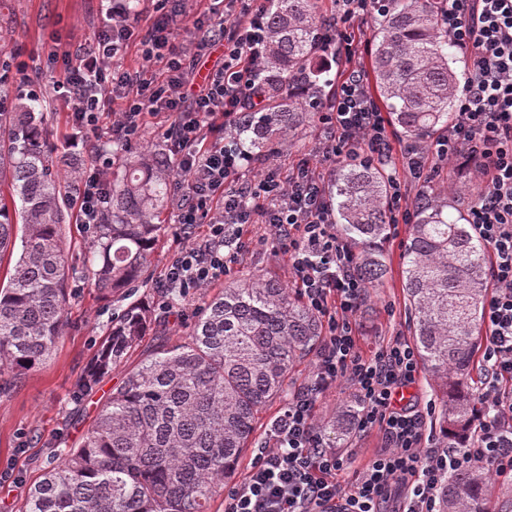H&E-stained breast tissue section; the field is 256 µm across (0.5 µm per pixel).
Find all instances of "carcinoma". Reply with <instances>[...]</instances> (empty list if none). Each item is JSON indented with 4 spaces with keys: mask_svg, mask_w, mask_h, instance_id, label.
Listing matches in <instances>:
<instances>
[{
    "mask_svg": "<svg viewBox=\"0 0 512 512\" xmlns=\"http://www.w3.org/2000/svg\"><path fill=\"white\" fill-rule=\"evenodd\" d=\"M261 75L266 112L249 114L233 137L263 156L314 117L293 95L297 81L319 83L317 0H273ZM372 80L404 137L425 142L453 119L460 80L454 46L439 25L435 0H390L370 38ZM77 157L51 146L43 99L11 101L0 111V261L16 256L0 286V377L39 369L66 327L72 269L66 224L79 180ZM173 180L169 153L151 145L110 172V194L93 225L87 268L101 297L126 301L107 329L78 396L89 397L156 321L147 295L161 215ZM340 236L358 253L369 289L386 274L390 230L387 188L375 166H347L333 184ZM403 253L406 308L413 346L436 406L437 442H461L481 410L474 371L485 301V247L464 215L427 194ZM319 317L301 293L261 274L240 279L205 300L188 337L154 345L127 369L76 448L51 449V467L19 512H210L219 484L254 442L259 412L288 393L290 373L321 343ZM360 403L340 402L317 428L329 448L354 436ZM500 497L489 470L448 474L439 512H495Z\"/></svg>",
    "mask_w": 512,
    "mask_h": 512,
    "instance_id": "carcinoma-1",
    "label": "carcinoma"
}]
</instances>
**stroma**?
<instances>
[{"mask_svg": "<svg viewBox=\"0 0 512 512\" xmlns=\"http://www.w3.org/2000/svg\"><path fill=\"white\" fill-rule=\"evenodd\" d=\"M111 0H0V79L10 94L27 93L37 87L47 102L46 117L52 143L60 145L71 125L65 104L56 100L54 85L67 60L111 23ZM319 121L299 130L278 150L276 160L288 169L309 160L327 182H334L337 169L324 162L319 151ZM187 190L182 178H175L169 220L152 258L147 290L152 301L160 299L158 288L164 270L184 242L175 235L178 200ZM270 228L255 225L253 243L236 278L261 274L287 286L295 278L286 256L273 252L268 240ZM409 227L397 224L384 245L387 272L379 286L368 292L356 313L360 344L364 351H376L383 341L399 335L410 337L405 322L403 291V246ZM68 259L74 269L68 326L53 355L37 371L15 380L0 393V512H18L31 486L40 479L50 459V448L79 445L100 404L118 387L125 368H113L95 393L77 400V382L84 373L113 313L115 300L101 299L85 277L88 234L84 225L67 226ZM202 296L180 300L173 307L158 304L157 323L169 340L184 338Z\"/></svg>", "mask_w": 512, "mask_h": 512, "instance_id": "35a3bbf8", "label": "stroma"}]
</instances>
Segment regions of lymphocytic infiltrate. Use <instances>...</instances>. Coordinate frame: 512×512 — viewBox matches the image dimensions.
I'll use <instances>...</instances> for the list:
<instances>
[{"instance_id": "1", "label": "lymphocytic infiltrate", "mask_w": 512, "mask_h": 512, "mask_svg": "<svg viewBox=\"0 0 512 512\" xmlns=\"http://www.w3.org/2000/svg\"><path fill=\"white\" fill-rule=\"evenodd\" d=\"M318 40L325 58L346 60L321 107V150L332 163L368 161L383 167L391 212L410 223L412 184L427 181L432 161L462 159L476 167L484 188L470 208V227L490 254L483 345L484 406L472 434L457 448L439 447L425 412L397 407L420 374L414 347L401 336L377 351L359 346L355 315L366 287L357 254L336 232L325 179L309 163L281 176L278 164L252 175L253 158L225 143L246 112L260 107L257 93L267 53L264 7L234 19H214L192 53L168 49L167 15L154 17L143 57L158 64L160 79L144 81L120 69L117 58L133 43L135 25L117 0L112 24L66 66L56 87L73 112L68 135L98 130L110 119L115 138L139 136L143 115L167 113L178 167L189 179L179 206L181 234L206 225V239L182 247L166 282L187 296L229 275L250 249L252 227L269 225L275 251L287 255L307 305L326 326L313 382L296 391L274 422L273 446H261L243 480L224 496V512H438L448 472L476 465L512 479V0H437L441 27L467 60L455 119L427 146L394 148L393 131L354 64L360 31L383 0H334ZM221 60L208 65L212 53ZM121 100L120 110L107 100ZM111 158L82 173L76 201L80 221L94 224L109 193ZM349 381L362 405L357 430H380L383 446L351 480L340 481L346 460L314 431L316 400L339 380Z\"/></svg>"}]
</instances>
